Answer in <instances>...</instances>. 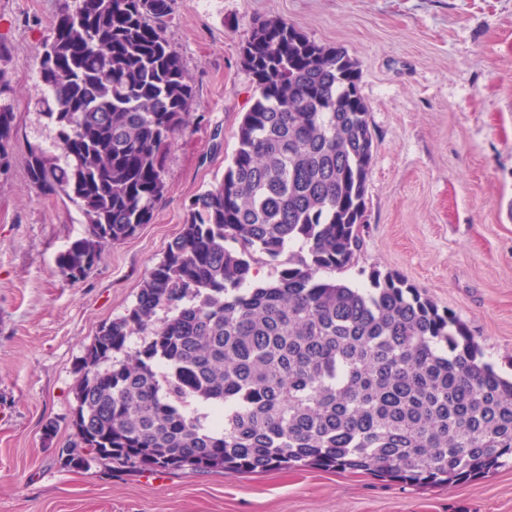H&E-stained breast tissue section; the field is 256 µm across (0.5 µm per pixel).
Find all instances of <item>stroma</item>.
<instances>
[{"instance_id":"stroma-1","label":"stroma","mask_w":512,"mask_h":512,"mask_svg":"<svg viewBox=\"0 0 512 512\" xmlns=\"http://www.w3.org/2000/svg\"><path fill=\"white\" fill-rule=\"evenodd\" d=\"M56 9L57 0H0L16 115L0 171V512H512V464L423 489L312 468L107 474L56 460L85 347L132 307L191 199L224 174L256 89L240 47L262 20L287 21L359 62L374 160L364 248L344 280L399 274L512 376V0H175L166 37L193 93L189 125L165 149L167 193L151 223L106 247L80 283L57 258L82 236V212L26 174L30 149L54 138L34 99L35 57Z\"/></svg>"}]
</instances>
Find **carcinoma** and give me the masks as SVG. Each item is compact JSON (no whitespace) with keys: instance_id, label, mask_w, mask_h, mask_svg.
Wrapping results in <instances>:
<instances>
[{"instance_id":"obj_1","label":"carcinoma","mask_w":512,"mask_h":512,"mask_svg":"<svg viewBox=\"0 0 512 512\" xmlns=\"http://www.w3.org/2000/svg\"><path fill=\"white\" fill-rule=\"evenodd\" d=\"M174 3L59 0L38 53L35 104L55 137L30 151L27 173L82 211L84 235L57 261L74 283L163 200L161 148L192 95L164 35ZM241 59L257 95L224 177L191 200L133 307L85 348L74 440L57 461L106 473L310 466L448 488L506 465L512 381L479 359L464 323L398 274L336 278L361 255L373 162L357 60L281 20L256 23ZM10 92L0 78V170ZM259 264L273 274L255 284ZM134 335L139 348L120 357Z\"/></svg>"}]
</instances>
